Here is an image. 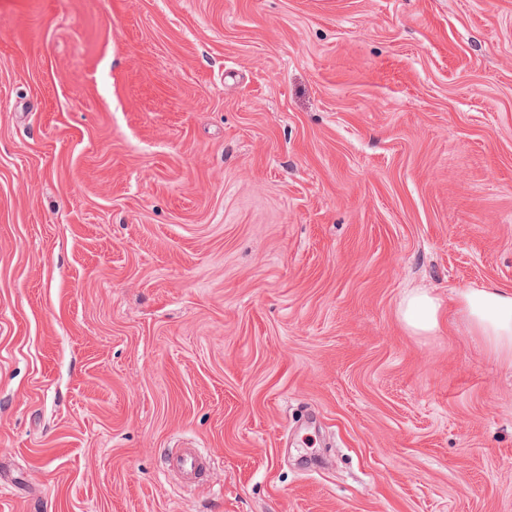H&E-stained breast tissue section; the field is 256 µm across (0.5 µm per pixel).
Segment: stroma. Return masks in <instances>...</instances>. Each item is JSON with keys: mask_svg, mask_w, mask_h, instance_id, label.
I'll use <instances>...</instances> for the list:
<instances>
[{"mask_svg": "<svg viewBox=\"0 0 512 512\" xmlns=\"http://www.w3.org/2000/svg\"><path fill=\"white\" fill-rule=\"evenodd\" d=\"M485 284L512 0H0V512H512ZM441 315L439 303L425 293L409 295L401 307V319L414 333L435 331L439 326ZM168 468L188 483L203 479L210 470V458L199 448H179L167 457Z\"/></svg>", "mask_w": 512, "mask_h": 512, "instance_id": "obj_1", "label": "stroma"}]
</instances>
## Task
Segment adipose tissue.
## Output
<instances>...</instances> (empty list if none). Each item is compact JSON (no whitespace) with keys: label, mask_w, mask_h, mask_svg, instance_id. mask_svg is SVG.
<instances>
[{"label":"adipose tissue","mask_w":512,"mask_h":512,"mask_svg":"<svg viewBox=\"0 0 512 512\" xmlns=\"http://www.w3.org/2000/svg\"><path fill=\"white\" fill-rule=\"evenodd\" d=\"M454 306L471 335L477 336L497 360L512 364V291L489 284L466 288L454 297ZM401 319L415 333L435 331L440 323L439 303L430 295H409Z\"/></svg>","instance_id":"1"}]
</instances>
